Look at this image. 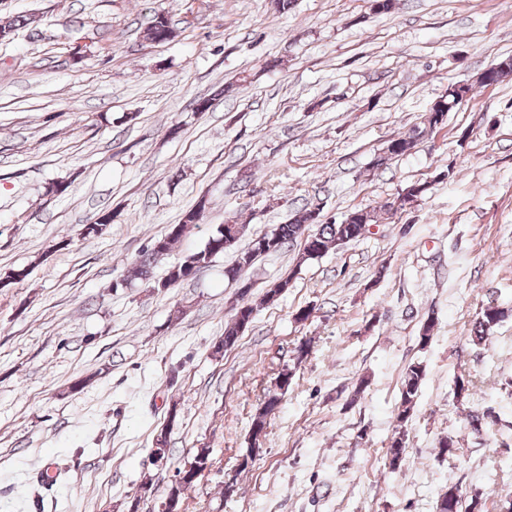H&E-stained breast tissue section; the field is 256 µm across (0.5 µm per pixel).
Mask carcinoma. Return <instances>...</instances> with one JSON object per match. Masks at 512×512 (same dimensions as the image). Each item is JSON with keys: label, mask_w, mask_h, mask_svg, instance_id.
<instances>
[{"label": "carcinoma", "mask_w": 512, "mask_h": 512, "mask_svg": "<svg viewBox=\"0 0 512 512\" xmlns=\"http://www.w3.org/2000/svg\"><path fill=\"white\" fill-rule=\"evenodd\" d=\"M144 37L151 42H167L175 38V31L168 19L164 14H157L148 23L145 28ZM453 103V106H448V103ZM462 104L455 102V93L450 91L441 96L429 111V116L425 117L424 124L429 126H442L445 124L448 117V112L457 111L461 109ZM391 142L397 145V148H387L382 154L378 155L374 163L378 166L386 164L389 160L402 156L414 148L416 143V136H399L391 139ZM206 208V200L200 199L196 206L186 211L181 218L180 223L171 224L167 232L156 238L150 248H148L142 255L140 261L132 268L131 275L135 278L151 282V287L156 290H165L181 278V274L174 273L173 270H168L167 277L161 281L153 280L152 268L153 264L164 258L171 251L172 246L180 239L188 225L196 223L199 215ZM378 222V212L375 208H360L353 210L346 214L342 221L339 223L331 222L327 224L320 223V213L312 208H303L292 218L288 224H279L271 232L253 238L247 248L241 250L237 254L235 262L224 269V277L237 282L241 278L242 272L249 268L254 261L265 254L275 252L283 248L287 243L295 241L301 234H303V227L306 224H316L318 228L311 234L315 238L316 243L319 245L320 253H325L328 250L339 246L341 242H350L359 238V229L362 224H375ZM236 247L232 243L220 248L205 245V247L197 252L186 256L182 261L176 264V267L185 268L190 272H196L211 263L212 259L224 252ZM247 314H239L234 318L231 324L224 328V338L221 343L224 345L234 346L238 340L242 328L245 327V316L252 315L254 308L252 306H245ZM508 316L507 310L500 306L488 302L483 305L476 315L473 324V340L480 343L488 338L493 328ZM425 377L424 368L418 364L408 367L402 380V390L400 396V403L395 417L399 431L395 433L392 442L386 451V460L392 469L400 466L404 459L405 452V431L402 427L405 426L406 421L413 413L414 407L417 403V398ZM281 403V397L276 392H269L265 394L263 403L259 411L253 418L252 429L256 432L263 434L267 428V417L275 410ZM210 462L209 450L206 448H199L193 461L186 466L183 470L179 471L182 475V480L172 485L167 493L166 499L173 500L176 503H181L182 494L184 491L183 484H193L196 480V475L199 471L203 470L207 463ZM462 497L457 494L451 493V490L438 495L436 500V512H461Z\"/></svg>", "instance_id": "1"}]
</instances>
